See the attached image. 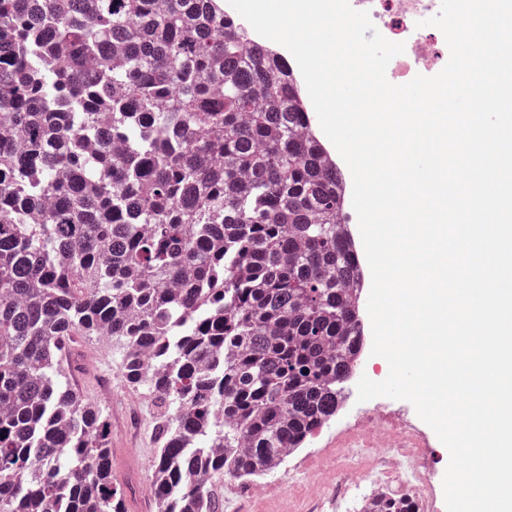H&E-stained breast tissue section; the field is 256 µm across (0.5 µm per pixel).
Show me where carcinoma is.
<instances>
[{
    "instance_id": "1",
    "label": "carcinoma",
    "mask_w": 512,
    "mask_h": 512,
    "mask_svg": "<svg viewBox=\"0 0 512 512\" xmlns=\"http://www.w3.org/2000/svg\"><path fill=\"white\" fill-rule=\"evenodd\" d=\"M224 0H0V512H128L77 336L157 408L158 512H221L336 417L346 180ZM367 512H414L376 501Z\"/></svg>"
}]
</instances>
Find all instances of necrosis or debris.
Returning <instances> with one entry per match:
<instances>
[{
  "label": "necrosis or debris",
  "instance_id": "obj_1",
  "mask_svg": "<svg viewBox=\"0 0 512 512\" xmlns=\"http://www.w3.org/2000/svg\"><path fill=\"white\" fill-rule=\"evenodd\" d=\"M353 8L369 11L380 33L405 45L389 63L390 82L404 84L416 75L443 69L449 48L443 33L429 26L441 0H350ZM334 484L317 489L305 512H362L363 503L382 496L406 498L416 512H438L440 488L435 480L431 450L417 426L403 413L385 412L377 400L361 403L346 418L332 452Z\"/></svg>",
  "mask_w": 512,
  "mask_h": 512
}]
</instances>
